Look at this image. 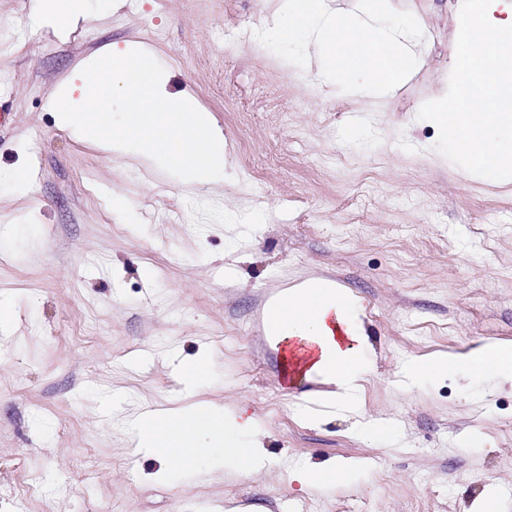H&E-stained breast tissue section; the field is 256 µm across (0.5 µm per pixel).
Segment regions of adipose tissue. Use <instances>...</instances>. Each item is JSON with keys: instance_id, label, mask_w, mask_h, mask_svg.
I'll return each mask as SVG.
<instances>
[{"instance_id": "1", "label": "adipose tissue", "mask_w": 512, "mask_h": 512, "mask_svg": "<svg viewBox=\"0 0 512 512\" xmlns=\"http://www.w3.org/2000/svg\"><path fill=\"white\" fill-rule=\"evenodd\" d=\"M268 340L292 349L302 358L298 370L322 384L319 401L349 404L367 369L364 336L355 304L346 291L326 280H308L288 287L270 304ZM464 369L486 379H512V346L486 343L465 363L448 353L410 362L403 370L406 384L432 380ZM255 421L245 410L193 400L186 405L151 411L134 425V446L162 461L163 473L179 472L218 456L238 474L262 464L254 440Z\"/></svg>"}]
</instances>
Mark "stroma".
Listing matches in <instances>:
<instances>
[{
	"label": "stroma",
	"instance_id": "obj_1",
	"mask_svg": "<svg viewBox=\"0 0 512 512\" xmlns=\"http://www.w3.org/2000/svg\"><path fill=\"white\" fill-rule=\"evenodd\" d=\"M282 2L83 0L59 28L0 0V512H471L491 489L512 512V381L401 384L412 360L512 343V183L448 161L417 117L447 92L462 0H388L422 65L380 95L264 47ZM113 47L210 113L222 180L185 186L61 121L55 98ZM312 278L354 296L368 368L356 411L308 421L319 386L284 378L260 312ZM175 353L206 358L199 398L255 418L260 472L159 480L135 453L129 422L183 396ZM378 419L396 441L359 433ZM338 459L359 462L349 484L298 482Z\"/></svg>",
	"mask_w": 512,
	"mask_h": 512
}]
</instances>
